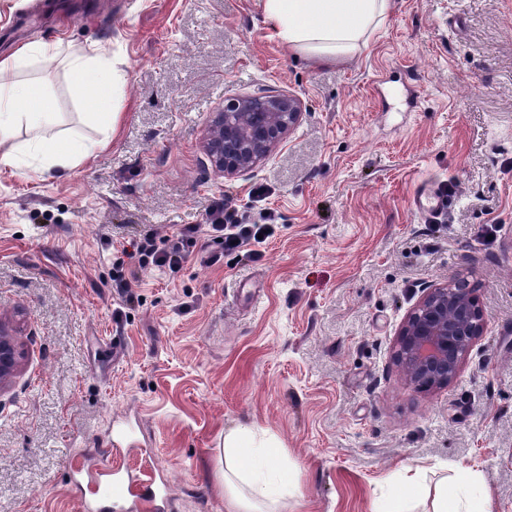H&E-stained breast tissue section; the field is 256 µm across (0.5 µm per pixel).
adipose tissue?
I'll return each instance as SVG.
<instances>
[{
    "label": "adipose tissue",
    "mask_w": 512,
    "mask_h": 512,
    "mask_svg": "<svg viewBox=\"0 0 512 512\" xmlns=\"http://www.w3.org/2000/svg\"><path fill=\"white\" fill-rule=\"evenodd\" d=\"M392 0H263V13L274 36L289 50L324 62L353 57L370 33L382 26ZM61 61L72 97L87 106L92 120L111 123L127 84L126 61L101 47L68 52L62 41H32L0 57V165L12 166L20 153L38 160L39 173L86 159L100 148L97 140H59L45 131L56 121L52 96L30 71ZM29 134L19 142V131ZM272 443L236 429L224 437V465L236 482H225L229 512H265V505L291 493L286 472L269 464ZM433 512H492L471 468L459 467L451 483L441 485Z\"/></svg>",
    "instance_id": "ef3b65f1"
}]
</instances>
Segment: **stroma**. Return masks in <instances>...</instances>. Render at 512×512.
<instances>
[{
  "mask_svg": "<svg viewBox=\"0 0 512 512\" xmlns=\"http://www.w3.org/2000/svg\"><path fill=\"white\" fill-rule=\"evenodd\" d=\"M60 39L119 51L114 132L84 119L64 65L36 71L51 133L106 139L39 175L0 165V320L25 359L0 393V512H86L70 461L99 464L116 420L139 443L117 463L162 470L166 512H227L224 436L274 440L298 486L278 512H372L398 469L428 497L471 467L512 512V0H395L353 57L288 50L261 0H0V56ZM290 94L302 120L265 163L216 175L201 147L227 97ZM450 187L437 218L420 185ZM229 198L259 245L209 267L135 269L129 239L164 241ZM467 280L486 329L448 388L392 360L423 289ZM448 207V199L437 192H432L428 186L422 187L413 199V208L418 212L444 210Z\"/></svg>",
  "mask_w": 512,
  "mask_h": 512,
  "instance_id": "stroma-1",
  "label": "stroma"
}]
</instances>
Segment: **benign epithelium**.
Instances as JSON below:
<instances>
[{"label":"benign epithelium","instance_id":"1","mask_svg":"<svg viewBox=\"0 0 512 512\" xmlns=\"http://www.w3.org/2000/svg\"><path fill=\"white\" fill-rule=\"evenodd\" d=\"M300 117L301 103L291 95L227 98L213 113L202 148L215 173L234 177L268 159ZM484 324V313L470 289L455 283L428 288L398 329L394 358L409 383L444 388L458 376ZM23 357L12 327L0 320V390Z\"/></svg>","mask_w":512,"mask_h":512}]
</instances>
